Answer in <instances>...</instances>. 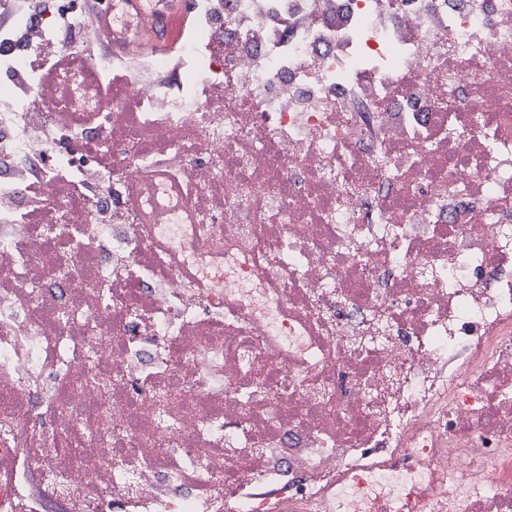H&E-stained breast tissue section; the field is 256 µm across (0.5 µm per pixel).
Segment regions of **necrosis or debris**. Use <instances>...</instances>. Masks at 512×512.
<instances>
[{"instance_id":"4bbe7bcc","label":"necrosis or debris","mask_w":512,"mask_h":512,"mask_svg":"<svg viewBox=\"0 0 512 512\" xmlns=\"http://www.w3.org/2000/svg\"><path fill=\"white\" fill-rule=\"evenodd\" d=\"M327 2L278 42L295 0L178 5L170 82L63 49L60 0L0 30V474L39 473L30 512H269L257 484L385 512L384 480L512 512V0L475 40L458 0Z\"/></svg>"}]
</instances>
